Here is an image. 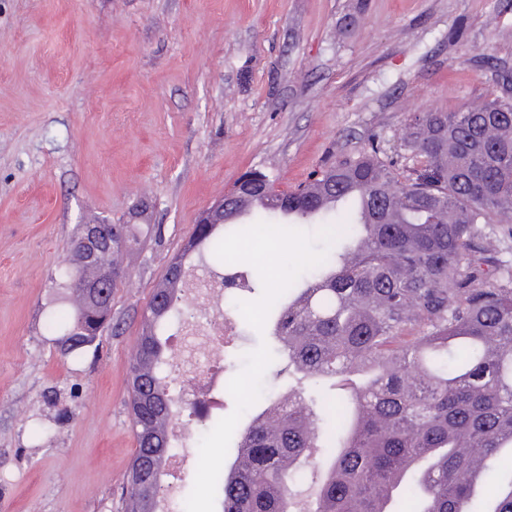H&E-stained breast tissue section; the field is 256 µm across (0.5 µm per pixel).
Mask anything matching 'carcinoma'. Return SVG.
Here are the masks:
<instances>
[{
	"label": "carcinoma",
	"mask_w": 512,
	"mask_h": 512,
	"mask_svg": "<svg viewBox=\"0 0 512 512\" xmlns=\"http://www.w3.org/2000/svg\"><path fill=\"white\" fill-rule=\"evenodd\" d=\"M401 167L375 147L335 161L306 185L279 191L267 173L263 200L290 226L321 217L324 247L308 257L305 287L277 310L274 376L340 379L346 393L291 389L258 402L232 467L213 475L222 512H293L289 486L319 472L308 512H512V262L496 256L481 224H512V98L460 112L414 115ZM352 192L369 223L344 221L328 200ZM222 224H198L149 302L130 366L137 441L123 487L124 512H157L173 448V403L159 331L180 321L185 275L171 269L213 242ZM135 225H112L110 248L91 261L71 248L59 270L80 299L59 329L66 355L84 348L101 303L84 288L121 268ZM278 421L274 430L270 419ZM481 449L478 465L463 446Z\"/></svg>",
	"instance_id": "1"
}]
</instances>
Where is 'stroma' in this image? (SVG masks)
Returning a JSON list of instances; mask_svg holds the SVG:
<instances>
[{
  "mask_svg": "<svg viewBox=\"0 0 512 512\" xmlns=\"http://www.w3.org/2000/svg\"><path fill=\"white\" fill-rule=\"evenodd\" d=\"M512 74V0H0V512H122L137 447L129 350L142 313L204 209L247 171L280 190L344 156L399 152L408 118L457 112ZM133 224L112 320L60 351L57 270L78 225ZM317 226L230 238L238 336L224 403L204 425L178 404L185 460L160 496L221 512L251 382L275 379L257 322L302 278Z\"/></svg>",
  "mask_w": 512,
  "mask_h": 512,
  "instance_id": "35a3bbf8",
  "label": "stroma"
}]
</instances>
